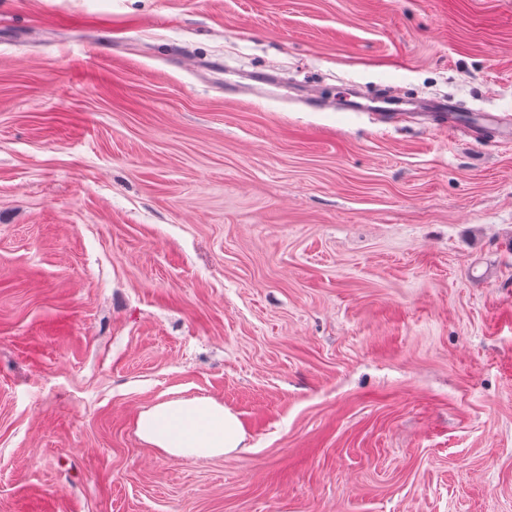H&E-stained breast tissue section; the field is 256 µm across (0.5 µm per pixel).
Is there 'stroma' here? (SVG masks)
I'll list each match as a JSON object with an SVG mask.
<instances>
[{
    "mask_svg": "<svg viewBox=\"0 0 512 512\" xmlns=\"http://www.w3.org/2000/svg\"><path fill=\"white\" fill-rule=\"evenodd\" d=\"M388 86L512 118V0H0V512H512V139ZM379 102L384 104L385 106H377L375 107V111H365L362 109H350L352 112H377L378 115L383 116L386 119H392L394 117L398 116H404L407 118H420L423 115H433L437 113H443V112H466L459 109L456 102L452 100L448 101H438L433 103L430 106L431 112H398V111H408L407 109L401 108V105L403 104L402 101H398L396 99H393L392 97L386 95L381 98H379ZM482 114L475 116H465L464 119L453 118L448 120L441 125L445 130L448 129V135H456L467 132L469 138L477 141L479 138L478 129L485 124H497L500 125V121L497 115L490 112H481ZM469 118V119H468ZM137 433L143 442L182 460L250 450L237 415L211 398L157 403L140 413Z\"/></svg>",
    "mask_w": 512,
    "mask_h": 512,
    "instance_id": "obj_1",
    "label": "stroma"
}]
</instances>
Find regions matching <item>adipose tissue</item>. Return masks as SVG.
I'll return each mask as SVG.
<instances>
[{"instance_id":"1","label":"adipose tissue","mask_w":512,"mask_h":512,"mask_svg":"<svg viewBox=\"0 0 512 512\" xmlns=\"http://www.w3.org/2000/svg\"><path fill=\"white\" fill-rule=\"evenodd\" d=\"M137 433L143 442L182 460L248 450L246 432L237 415L224 404L204 397L151 406L140 413Z\"/></svg>"}]
</instances>
